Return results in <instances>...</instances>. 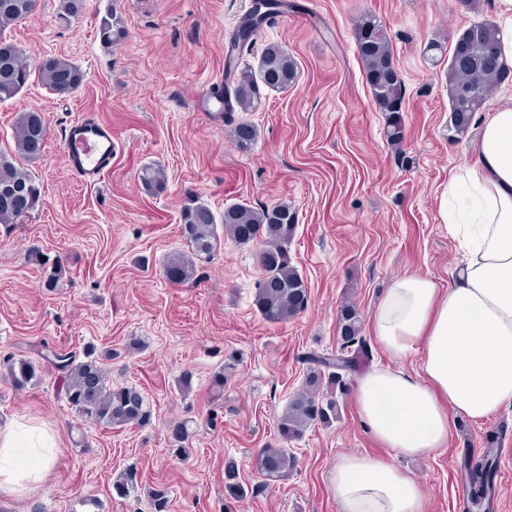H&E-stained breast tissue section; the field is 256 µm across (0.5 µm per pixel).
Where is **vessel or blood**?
I'll use <instances>...</instances> for the list:
<instances>
[{"label":"vessel or blood","mask_w":512,"mask_h":512,"mask_svg":"<svg viewBox=\"0 0 512 512\" xmlns=\"http://www.w3.org/2000/svg\"><path fill=\"white\" fill-rule=\"evenodd\" d=\"M64 161L82 181L95 182L112 165L116 143L109 126L88 117L68 122L61 132Z\"/></svg>","instance_id":"vessel-or-blood-1"}]
</instances>
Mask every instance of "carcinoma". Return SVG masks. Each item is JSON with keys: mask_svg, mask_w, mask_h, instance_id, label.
I'll list each match as a JSON object with an SVG mask.
<instances>
[{"mask_svg": "<svg viewBox=\"0 0 512 512\" xmlns=\"http://www.w3.org/2000/svg\"><path fill=\"white\" fill-rule=\"evenodd\" d=\"M0 0V32L30 16L37 0ZM84 0H59L57 18L63 23L78 15ZM262 14L247 19L237 30L233 46L242 51L252 42L256 28L265 20ZM497 29L489 23L474 24L457 39L446 72L448 100L452 126L465 133L474 115L482 108L490 92L512 76V70L501 60L496 39ZM126 31L119 21L107 17L101 20V43L112 46L121 42ZM358 57L363 66L367 85L375 105L389 113L386 137L394 145L404 139L403 102L405 88L395 66L390 40L382 24L372 16L360 19L354 30ZM46 88L58 96H68L84 82V73L72 62L58 57H47L34 69L25 62L22 50L0 36V103L14 98L28 84L32 73ZM297 78L296 64L280 45L272 44L262 52L258 68H239L227 61L224 65V109L229 112L239 107L243 112L253 110L260 100L261 88L285 89ZM47 128L42 114L35 110L19 114L15 126V153L0 151V188L17 191L10 198L0 196V224H15L39 203L40 185L20 165L21 159H35L44 149ZM255 139V129L241 123L235 130L239 149L247 150ZM141 184L149 194L164 192L163 172L146 166L140 175ZM182 233L193 248L194 259L182 256L171 258L165 266L166 278L181 284L192 278L195 262L211 260L217 247L215 217L211 209L197 200L184 204L180 212ZM296 214L286 204L254 208L234 205L224 210V229L241 244L260 245L258 263L262 271L255 304L263 317L271 323H282L304 311L308 303V286L291 265L288 243L294 234ZM343 340L335 355L310 354L303 388L288 402L278 420V434L288 442L302 437L313 424H328L336 416V402L324 400L326 389L342 388L343 373L352 369L355 358L363 350L360 336L361 319L357 307L344 304L338 315ZM52 363L63 374L62 389L67 402L86 419L107 426L128 424L145 425L151 411L144 395L135 387L112 388L107 374L96 359L93 350L85 353V360H76L75 354H52ZM0 376L16 388L32 386L39 380V366L25 360L8 358L0 362ZM191 436L189 422L175 424L171 439L179 449ZM258 474L266 481L288 478L296 466V456L289 448H261L254 456ZM496 456L488 451L482 466L469 471V487L473 504L480 507L491 497L496 475ZM224 489L227 496H244L243 486L237 480L234 464L225 466ZM168 492L155 487L149 495L150 512H167Z\"/></svg>", "mask_w": 512, "mask_h": 512, "instance_id": "1", "label": "carcinoma"}]
</instances>
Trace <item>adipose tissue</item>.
<instances>
[{
  "label": "adipose tissue",
  "instance_id": "adipose-tissue-1",
  "mask_svg": "<svg viewBox=\"0 0 512 512\" xmlns=\"http://www.w3.org/2000/svg\"><path fill=\"white\" fill-rule=\"evenodd\" d=\"M448 190L465 197L442 211L464 265L445 287L404 273L377 305L371 337L397 358L420 352V369L375 366L357 378V415L388 453L338 459L331 488L340 512H426L420 484L396 457L447 447L452 417L478 422L512 407V98L482 114ZM58 457L42 428H0V492L42 483Z\"/></svg>",
  "mask_w": 512,
  "mask_h": 512
}]
</instances>
